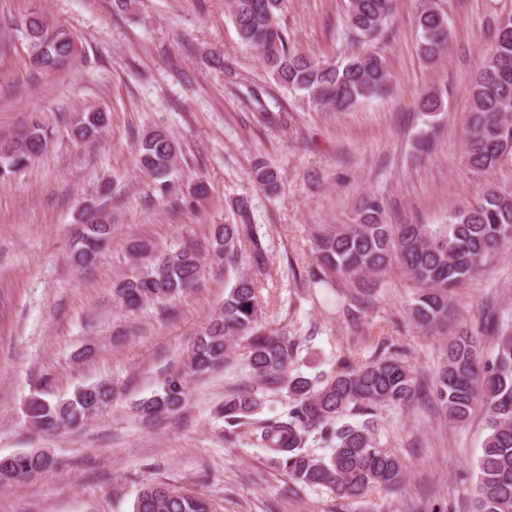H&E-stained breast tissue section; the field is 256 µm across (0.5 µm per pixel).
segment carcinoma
Wrapping results in <instances>:
<instances>
[{"instance_id":"1","label":"carcinoma","mask_w":512,"mask_h":512,"mask_svg":"<svg viewBox=\"0 0 512 512\" xmlns=\"http://www.w3.org/2000/svg\"><path fill=\"white\" fill-rule=\"evenodd\" d=\"M288 0H233L231 20L239 41L256 48L263 64L278 83L302 91L317 105L349 109L381 93L390 74L379 53L368 48L340 64L317 61L298 53L281 25ZM392 0H348V28L368 44L387 25ZM30 61L52 71L75 60L77 42L62 26L50 24L32 12L22 23ZM418 51L431 60L448 46V18L432 7L417 17ZM471 108L465 135V159L478 174L499 167L505 158L502 142L512 140V14L498 25L495 47L484 60L470 88ZM444 109L443 93L434 90L421 99L424 129L415 145L420 152L432 147L430 130ZM108 113L97 109L74 121L73 134L81 140L98 136L107 126ZM51 129L37 119L8 141H0V181L27 168L50 141ZM140 162L156 177L165 175L178 155V146L162 130L140 138ZM252 180L267 193L281 184L278 171L259 162ZM235 222L217 224L207 250L224 262V275L233 276L224 290V304L195 338L186 371L166 378L161 389L134 407L136 413L160 419L178 411L186 400L185 375H203L221 367L236 340L245 342L246 362L255 385L224 396L221 413L230 427L241 426L260 406L258 393L281 389L291 400L288 417L270 419L255 430L257 443L270 462L285 471L290 489L326 487L340 501L355 500L379 489L392 491L403 481L405 466L394 453L377 447L370 421L350 418L369 414L379 406H397L412 400L420 384L411 365L394 351L369 360L338 359L336 370L316 378L296 372L299 346L286 331H271L261 323L256 292L257 277L266 270L268 253L257 226L250 223L247 197L235 201ZM112 235V225L91 221L79 233L74 251L85 262ZM249 242L242 251L241 242ZM512 244V189L486 186L475 202L457 207L446 224H390L383 202L365 199L352 224L322 229L314 236L318 268L307 271L314 288H332L335 279L356 287L342 297L343 310L366 303L369 277L385 273L392 263L418 285L409 316L420 328L443 327L451 312L450 293L480 268L489 253ZM202 271L201 251L186 247L159 257L146 270L115 288L123 306L136 309L145 303L171 298L192 287ZM497 336L496 352L483 360L475 337L461 333L448 340L445 358L431 379L438 409L450 423L466 422L477 401L486 406L487 434L475 464L468 512H512V323L487 322ZM113 388L103 382L77 387L66 399L39 395L27 404L32 425L46 433L81 426L112 402ZM319 432L331 445L327 457L305 451L309 434ZM55 460L40 450L0 461L5 484L21 483L51 469ZM133 512H212L198 496L148 482L137 493Z\"/></svg>"}]
</instances>
